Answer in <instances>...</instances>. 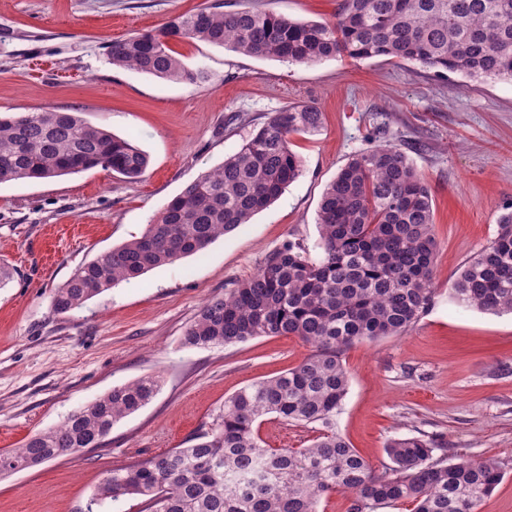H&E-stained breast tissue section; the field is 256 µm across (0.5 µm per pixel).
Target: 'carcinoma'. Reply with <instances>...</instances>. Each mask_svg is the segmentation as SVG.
<instances>
[{"instance_id":"obj_1","label":"carcinoma","mask_w":512,"mask_h":512,"mask_svg":"<svg viewBox=\"0 0 512 512\" xmlns=\"http://www.w3.org/2000/svg\"><path fill=\"white\" fill-rule=\"evenodd\" d=\"M200 41L294 63L390 57L476 80L512 82V0H341L335 21H299L251 7L207 4L175 15L156 33L110 45L112 65L171 81L204 83L170 40ZM322 112L290 104L267 115L234 154L188 184L140 237L79 266L55 289L62 315L122 282L206 249L273 204L302 171L294 134L316 133ZM148 156L131 140L77 112L0 117V183L52 179L91 169L141 177ZM321 257L288 242L222 297L208 299L184 343L209 347L261 336H296L312 348L299 365L224 400L209 430L112 469L92 502L141 497L149 512H317L320 499L349 495L347 512L409 502L412 512H476L503 478L490 458L449 464L424 434L390 439L391 467L378 473L336 431L350 375L343 352L356 342L407 332L432 304L436 240L431 193L406 154L385 143L355 155L326 186L318 214ZM455 296L470 307L512 313V204L494 238L466 263ZM159 380L116 385L60 425L0 453V476L97 448L121 419L156 395ZM316 424L308 448H267L266 416Z\"/></svg>"}]
</instances>
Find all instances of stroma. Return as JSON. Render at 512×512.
I'll return each mask as SVG.
<instances>
[{
  "label": "stroma",
  "mask_w": 512,
  "mask_h": 512,
  "mask_svg": "<svg viewBox=\"0 0 512 512\" xmlns=\"http://www.w3.org/2000/svg\"><path fill=\"white\" fill-rule=\"evenodd\" d=\"M207 0H0V114L51 108L131 139L144 176L93 170L0 184V452L55 427L112 389L153 376L160 389L117 422L101 447L0 477V512H142L139 498L94 501L115 467L192 445L232 394L297 366L311 352L294 336L185 345L203 303L253 274L285 242L320 255L326 185L359 152L397 145L428 185L437 250L434 298L400 336L348 348V393L336 430L376 472L390 438L418 432L449 462L492 458L504 472L477 512H512V314L459 305L452 286L494 237L512 203V83L471 81L395 59L317 63L259 58L199 41L173 49L209 82H175L112 66L109 45L159 30ZM292 19L332 21L339 0H225ZM317 105L323 125L296 134L303 170L249 223L201 253L121 282L70 313L54 290L98 254L141 235L188 184L239 150L268 113ZM316 425L269 417L267 447L300 449Z\"/></svg>",
  "instance_id": "obj_1"
}]
</instances>
